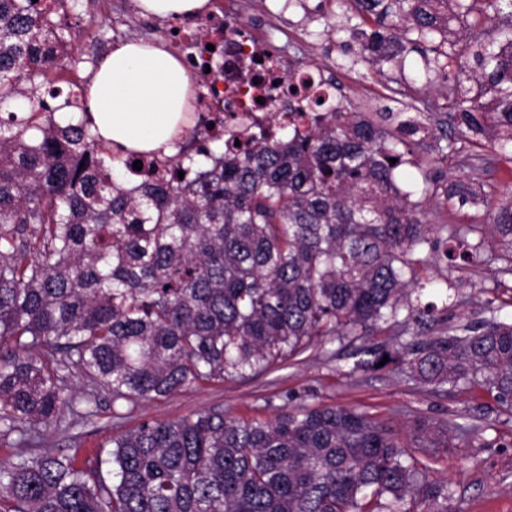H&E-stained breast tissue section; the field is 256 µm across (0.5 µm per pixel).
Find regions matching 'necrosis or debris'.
Returning <instances> with one entry per match:
<instances>
[{
  "label": "necrosis or debris",
  "mask_w": 512,
  "mask_h": 512,
  "mask_svg": "<svg viewBox=\"0 0 512 512\" xmlns=\"http://www.w3.org/2000/svg\"><path fill=\"white\" fill-rule=\"evenodd\" d=\"M186 26L200 33L199 45L176 42L172 48L203 83L197 101L202 124L214 125L228 137L256 126L276 132L281 115L295 100L287 59H278L274 79L259 78L252 61L268 52V44L219 2L205 16L187 20ZM211 43L221 60L216 75L205 72L199 59L200 45Z\"/></svg>",
  "instance_id": "necrosis-or-debris-1"
}]
</instances>
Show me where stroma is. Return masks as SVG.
I'll list each match as a JSON object with an SVG mask.
<instances>
[{
	"label": "stroma",
	"mask_w": 512,
	"mask_h": 512,
	"mask_svg": "<svg viewBox=\"0 0 512 512\" xmlns=\"http://www.w3.org/2000/svg\"><path fill=\"white\" fill-rule=\"evenodd\" d=\"M233 6L243 20L258 25L260 35L268 37L273 46L297 45L305 60L320 66L335 67L342 59L340 44L348 40V32L325 35L322 22L308 21L301 8L284 11L277 0H234ZM104 12L108 17L104 27L77 21L75 10L69 8L60 13V22H79L83 30L77 51L81 63L75 75L84 81L95 69L94 58L110 51L114 30L123 31L129 39L162 43L170 28L168 21L132 10L130 0H106ZM336 75L349 98H363L378 106L389 104L386 83L374 71L358 66L349 71L337 69ZM484 155L486 160L473 178L482 184L486 196L470 208L469 219L481 226L486 262L458 274L464 283V301L448 311L449 322L457 325L482 318L483 305L488 301L500 319L512 320V274L501 272L505 251L498 238L489 236L483 228L488 213L512 203V159L490 149ZM346 353V348L336 342L318 345L279 368L221 384L189 386L168 397L140 403L132 411L105 397L97 419L89 426L53 428L25 446L10 439L0 440V460L21 453L65 452L72 448L81 449L83 456L89 457L112 436L145 419L221 410L241 419L267 420L301 404L341 405L386 423L405 450L426 461L430 478L449 484L453 496L448 506L452 512H512V417L498 413L491 396L465 386L445 392L419 386L406 381L390 364L347 377L341 372ZM416 414L434 424L455 418L466 425L486 417L491 425L476 434L451 432L447 447L422 448L411 430Z\"/></svg>",
	"instance_id": "stroma-1"
}]
</instances>
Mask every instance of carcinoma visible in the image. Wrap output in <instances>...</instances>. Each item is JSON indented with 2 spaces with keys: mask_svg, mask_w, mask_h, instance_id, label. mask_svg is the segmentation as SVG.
Listing matches in <instances>:
<instances>
[{
  "mask_svg": "<svg viewBox=\"0 0 512 512\" xmlns=\"http://www.w3.org/2000/svg\"><path fill=\"white\" fill-rule=\"evenodd\" d=\"M48 0H0V438L88 426L100 395L126 403L270 370L314 345L355 343L347 374L383 357L418 385L468 384L512 412V322H448L409 285L438 248L440 278L483 264L476 225L428 219L395 180L416 165L512 149V0H319L348 29L350 68L376 70L401 111L358 112L335 77L291 112L280 136L184 143L106 163L84 89L50 88L54 51L80 30L45 21ZM422 65L408 81L407 57ZM443 87V100L430 96ZM440 111V133L422 122ZM396 162L391 163L389 159ZM184 172L179 178L178 172ZM422 197L463 213L482 198L466 175L431 171ZM512 249V206L490 218ZM394 328L411 333L379 342ZM76 370L86 387L62 386ZM429 448L452 420L412 419ZM82 449L0 461V512H448V484L428 477L382 423L354 408L304 405L269 420L222 411L143 420L79 462Z\"/></svg>",
  "mask_w": 512,
  "mask_h": 512,
  "instance_id": "carcinoma-1",
  "label": "carcinoma"
}]
</instances>
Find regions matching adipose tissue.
Masks as SVG:
<instances>
[{"label": "adipose tissue", "mask_w": 512, "mask_h": 512, "mask_svg": "<svg viewBox=\"0 0 512 512\" xmlns=\"http://www.w3.org/2000/svg\"><path fill=\"white\" fill-rule=\"evenodd\" d=\"M193 79L159 43L117 44L84 91L91 130L119 157L171 151L191 121Z\"/></svg>", "instance_id": "obj_1"}]
</instances>
